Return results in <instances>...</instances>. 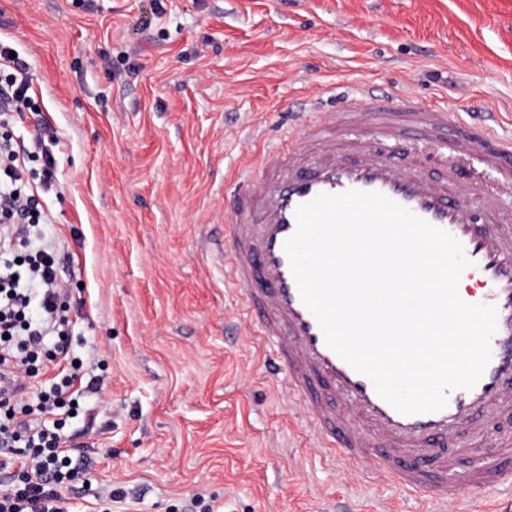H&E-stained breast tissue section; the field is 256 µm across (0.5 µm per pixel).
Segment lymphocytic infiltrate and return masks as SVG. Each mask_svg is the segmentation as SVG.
<instances>
[{
	"label": "lymphocytic infiltrate",
	"mask_w": 512,
	"mask_h": 512,
	"mask_svg": "<svg viewBox=\"0 0 512 512\" xmlns=\"http://www.w3.org/2000/svg\"><path fill=\"white\" fill-rule=\"evenodd\" d=\"M17 58L0 46V112L36 110L26 81L10 73ZM25 150L11 138H0V237L29 239L37 234L39 200L26 193ZM53 250L39 249L26 266L0 256V370H8L20 391L0 397V447L19 462L23 475L0 493V512H67L61 487L77 476L71 449L62 445L61 420L53 411L73 402L74 387L83 381L81 361L70 359L69 318L61 301ZM52 343V358H69L70 371L60 382L35 391L23 373L33 367L45 343ZM86 382V381H83ZM98 391L99 380L86 382Z\"/></svg>",
	"instance_id": "1"
}]
</instances>
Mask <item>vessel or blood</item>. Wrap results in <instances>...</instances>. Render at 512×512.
Returning <instances> with one entry per match:
<instances>
[{
  "mask_svg": "<svg viewBox=\"0 0 512 512\" xmlns=\"http://www.w3.org/2000/svg\"><path fill=\"white\" fill-rule=\"evenodd\" d=\"M365 126L391 150L356 138L355 130ZM289 127L281 142L261 149L259 167H246L229 183L224 253L232 262L228 284L241 291L270 366L317 447L342 470L369 465L371 474L426 494L443 512L462 502V486L487 491L512 483V436L498 441L495 466L462 469L456 448L461 436L512 414V214L499 209L501 197L512 194V139L448 108L367 87L337 94L333 111L292 114ZM414 136L442 144L443 179L428 175L426 158L407 152ZM487 172L493 183L484 181ZM349 190L381 193L452 235L470 261L466 274L482 286L463 301L497 311L481 379L472 389L450 390L442 410L397 412L328 347L301 300L284 251L296 230L295 212L318 194ZM467 194L482 198L478 212L464 204ZM460 471L461 484L454 479Z\"/></svg>",
  "mask_w": 512,
  "mask_h": 512,
  "instance_id": "obj_1",
  "label": "vessel or blood"
}]
</instances>
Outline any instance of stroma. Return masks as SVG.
<instances>
[{
  "label": "stroma",
  "mask_w": 512,
  "mask_h": 512,
  "mask_svg": "<svg viewBox=\"0 0 512 512\" xmlns=\"http://www.w3.org/2000/svg\"><path fill=\"white\" fill-rule=\"evenodd\" d=\"M0 44L39 105L8 127L30 183L54 161L38 245L103 381L64 417L89 470L70 512H430L310 447L224 286V180L332 87L512 137V0H0ZM511 432L462 437L464 462Z\"/></svg>",
  "instance_id": "stroma-1"
}]
</instances>
